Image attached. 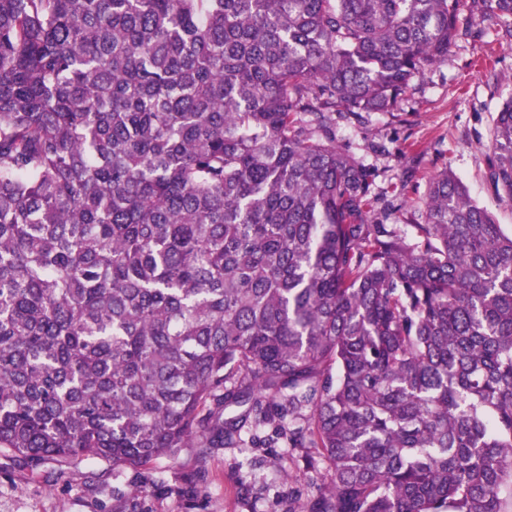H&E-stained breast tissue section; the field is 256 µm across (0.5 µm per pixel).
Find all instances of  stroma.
Segmentation results:
<instances>
[{"mask_svg": "<svg viewBox=\"0 0 512 512\" xmlns=\"http://www.w3.org/2000/svg\"><path fill=\"white\" fill-rule=\"evenodd\" d=\"M512 97V40L494 28L452 47L446 63L430 67L398 107L338 125L336 139L374 170L375 192L394 197L393 223H415L430 176L450 168L471 197L512 226V205L485 179L488 143L499 105ZM283 448H216L207 464L194 449L161 458L146 472L154 483L134 496L133 472L86 463L31 469L0 456V512H287L294 484Z\"/></svg>", "mask_w": 512, "mask_h": 512, "instance_id": "1", "label": "stroma"}]
</instances>
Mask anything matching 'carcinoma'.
I'll list each match as a JSON object with an SVG mask.
<instances>
[{
  "label": "carcinoma",
  "instance_id": "1",
  "mask_svg": "<svg viewBox=\"0 0 512 512\" xmlns=\"http://www.w3.org/2000/svg\"><path fill=\"white\" fill-rule=\"evenodd\" d=\"M512 0H0V455L291 449L288 512H512V229L390 224L336 121ZM512 203V98L486 145Z\"/></svg>",
  "mask_w": 512,
  "mask_h": 512
}]
</instances>
